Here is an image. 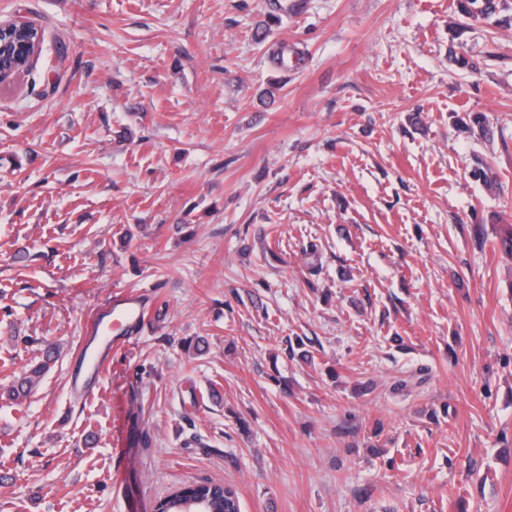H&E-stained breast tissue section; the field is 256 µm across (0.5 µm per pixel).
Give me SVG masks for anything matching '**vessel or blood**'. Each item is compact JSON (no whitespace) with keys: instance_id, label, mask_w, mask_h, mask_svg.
I'll return each mask as SVG.
<instances>
[{"instance_id":"obj_1","label":"vessel or blood","mask_w":512,"mask_h":512,"mask_svg":"<svg viewBox=\"0 0 512 512\" xmlns=\"http://www.w3.org/2000/svg\"><path fill=\"white\" fill-rule=\"evenodd\" d=\"M148 316V308L138 296L123 297L111 302L105 311L91 323L88 332L93 347L87 348L70 376V388L74 394H85L99 377L103 357L112 348V341L125 337L129 332L143 325Z\"/></svg>"}]
</instances>
